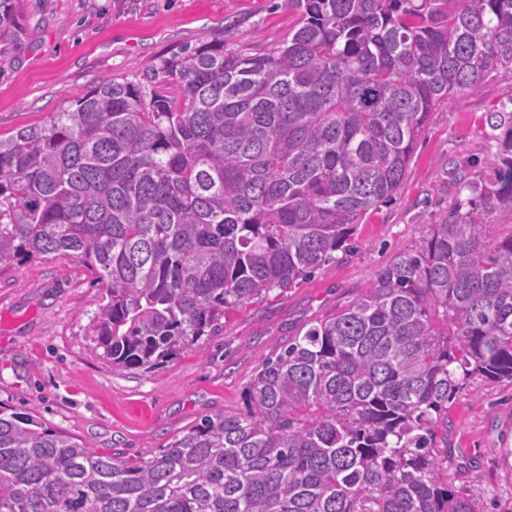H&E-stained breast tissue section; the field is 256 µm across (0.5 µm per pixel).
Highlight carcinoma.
Instances as JSON below:
<instances>
[{
    "mask_svg": "<svg viewBox=\"0 0 512 512\" xmlns=\"http://www.w3.org/2000/svg\"><path fill=\"white\" fill-rule=\"evenodd\" d=\"M270 51L186 47L0 140V266L77 259L121 369L224 328L353 248L430 113L512 69V0H292ZM20 32L0 0V33ZM500 169L330 317L266 355L245 406L149 457L0 407V512H479L448 487V405L512 381V111Z\"/></svg>",
    "mask_w": 512,
    "mask_h": 512,
    "instance_id": "1",
    "label": "carcinoma"
}]
</instances>
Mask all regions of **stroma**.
Masks as SVG:
<instances>
[{"instance_id":"obj_1","label":"stroma","mask_w":512,"mask_h":512,"mask_svg":"<svg viewBox=\"0 0 512 512\" xmlns=\"http://www.w3.org/2000/svg\"><path fill=\"white\" fill-rule=\"evenodd\" d=\"M23 31L0 37V138L44 124L101 77L135 79L157 58L223 42L267 52L299 19L288 0H20ZM512 104V70L432 112L406 177L365 216L354 249L294 288L248 302L224 330L154 368L117 369L86 326L105 294L75 260L0 267V406L35 415L101 453L147 457L207 414L234 411L263 356L352 300L416 246L450 206L460 177H494L487 112ZM448 480L481 512H512V382L472 377L448 409Z\"/></svg>"}]
</instances>
